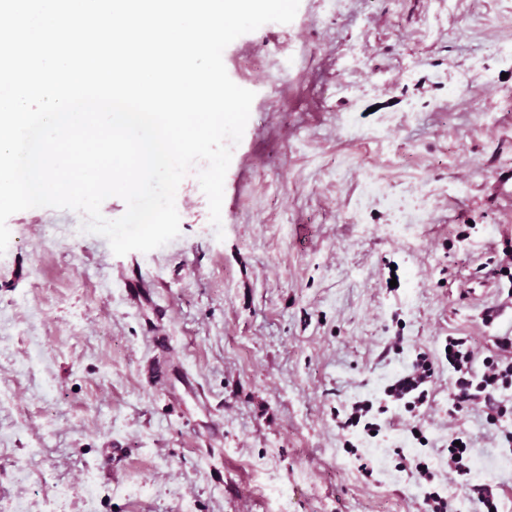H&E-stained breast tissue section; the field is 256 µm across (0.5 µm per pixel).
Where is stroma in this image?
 <instances>
[{"instance_id":"stroma-1","label":"stroma","mask_w":512,"mask_h":512,"mask_svg":"<svg viewBox=\"0 0 512 512\" xmlns=\"http://www.w3.org/2000/svg\"><path fill=\"white\" fill-rule=\"evenodd\" d=\"M223 60L255 97L221 227L193 171L179 235L148 253L113 254L71 210L9 218L0 503L421 512L403 469L420 451L452 512H475L441 468L462 433L512 506V419L452 411L444 356L450 335L481 356L512 336V0H300ZM418 351L436 367L418 416L391 410L371 442L339 428Z\"/></svg>"}]
</instances>
